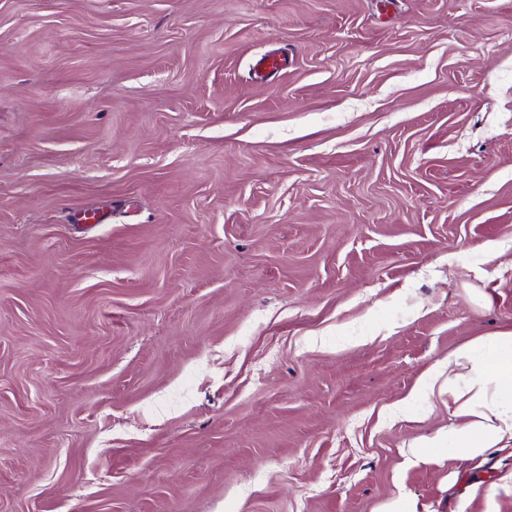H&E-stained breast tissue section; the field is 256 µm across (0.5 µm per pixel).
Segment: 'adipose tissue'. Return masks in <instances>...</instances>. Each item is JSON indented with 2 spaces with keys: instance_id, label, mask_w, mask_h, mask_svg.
Masks as SVG:
<instances>
[{
  "instance_id": "adipose-tissue-1",
  "label": "adipose tissue",
  "mask_w": 512,
  "mask_h": 512,
  "mask_svg": "<svg viewBox=\"0 0 512 512\" xmlns=\"http://www.w3.org/2000/svg\"><path fill=\"white\" fill-rule=\"evenodd\" d=\"M448 414L439 441L470 457L512 442V330L468 344L448 359Z\"/></svg>"
}]
</instances>
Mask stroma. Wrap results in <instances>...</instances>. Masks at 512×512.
Listing matches in <instances>:
<instances>
[{
	"label": "stroma",
	"instance_id": "35a3bbf8",
	"mask_svg": "<svg viewBox=\"0 0 512 512\" xmlns=\"http://www.w3.org/2000/svg\"><path fill=\"white\" fill-rule=\"evenodd\" d=\"M511 329L512 0H0V512H512ZM448 451L472 458L512 443V330L482 338L448 358Z\"/></svg>",
	"mask_w": 512,
	"mask_h": 512
}]
</instances>
